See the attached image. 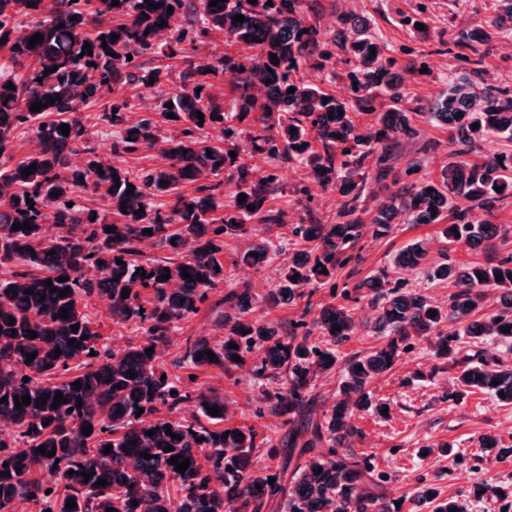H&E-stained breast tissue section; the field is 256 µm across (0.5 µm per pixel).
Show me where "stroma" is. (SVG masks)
Segmentation results:
<instances>
[{"label": "stroma", "mask_w": 512, "mask_h": 512, "mask_svg": "<svg viewBox=\"0 0 512 512\" xmlns=\"http://www.w3.org/2000/svg\"><path fill=\"white\" fill-rule=\"evenodd\" d=\"M428 6L429 23L436 32L455 31L489 15L494 0H312L308 12L311 21L320 27L335 26L343 12L368 17L383 38L396 48L399 65L407 57L400 49L414 43L411 31L402 22L413 15L419 2ZM423 73H406L411 96L422 98L444 88L455 75L451 55L435 52L424 58ZM416 138L402 140L396 152L394 166L405 170L418 163L427 172H438L448 161V135L426 118H418ZM442 227L438 224H400L384 239H362L357 245L361 256L337 273V283L356 284L386 267L392 256L409 243L426 239L431 243L430 260H438L442 248ZM242 246L241 239L229 240L224 249V263L230 266L233 280L240 287L262 296L278 280L279 255H271L259 267L244 268L236 262ZM224 291L216 289L209 295L200 312L185 323L183 331L172 337L163 349L159 362L171 368L174 357L187 341L214 336V315L223 311ZM453 370L436 359L428 341L414 339L412 347L401 353L390 375L380 378L373 387L376 398L389 403L388 416L367 412L360 414L356 424L361 431L354 441L357 453L372 456L379 470L390 476L384 489L385 500L409 498L421 481L434 483L443 494L457 495L466 512H498L495 500L471 497L476 484L512 485V462L496 463L494 454H480L478 438L483 434L500 436L503 442L512 441V406L499 403L482 393L471 394L462 401L447 399ZM197 382L223 393L232 411L234 423H250L260 407L258 385L247 369L238 368L225 374L217 370L199 373ZM450 443L452 457L440 453L426 456L419 450L426 445Z\"/></svg>", "instance_id": "obj_1"}]
</instances>
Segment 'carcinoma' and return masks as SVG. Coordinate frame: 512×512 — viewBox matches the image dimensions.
Wrapping results in <instances>:
<instances>
[{"label": "carcinoma", "instance_id": "obj_1", "mask_svg": "<svg viewBox=\"0 0 512 512\" xmlns=\"http://www.w3.org/2000/svg\"><path fill=\"white\" fill-rule=\"evenodd\" d=\"M118 2L0 0V39L6 38L0 49L8 60L0 66V398H6L0 403V512H12L17 499L36 512H224L227 501L237 504L235 512H259L263 498L276 495L281 512H403L378 493L389 475L368 457L354 459L352 445L360 435L356 416L380 415L388 406L372 395V384L394 369L413 338L428 340L434 356L456 369L449 397L480 392L512 406V364L483 350L461 354V345L488 338L512 345L508 234L476 218L494 215L512 199V90L481 83L495 42L512 32V0H495L494 14L440 41L452 44L466 70L434 98L415 101L395 70L392 49L364 16L344 13L327 30L306 20L304 0ZM237 15L245 21L234 22ZM177 16L186 25L173 26ZM418 23L425 30L415 29ZM403 24L418 38L408 65L422 68V46L443 34H433L423 5ZM37 33L44 38L32 48L29 39ZM113 34L119 39L111 40ZM214 37L223 39L224 52L209 61L186 56L181 84L162 93L152 111L130 115L132 104L119 91L155 90L167 78L163 67L142 58L175 57ZM30 58L39 68L20 73ZM53 66L57 70L47 72ZM310 68L321 77L304 78ZM336 78L347 80L348 98L324 87ZM107 93L112 105L99 120L116 132L110 157L86 147L78 113L81 103ZM51 95L60 99L51 104ZM37 101L47 107L33 112ZM418 116L448 132V164L413 180L420 167L411 165L409 180L386 195L381 187L394 173L396 148L416 134ZM64 124L70 126L67 137L59 130ZM22 127L36 147L16 162L15 131ZM207 128L222 129L224 147L206 139ZM490 138L502 148L480 155ZM80 147L94 158L74 169L69 155ZM138 150L158 152L164 164L134 174L114 161ZM255 158L268 165L256 168ZM284 161L304 171L293 193L306 217L289 224L294 247L279 280L264 297L230 287L224 293L229 309L215 316L223 335L195 340L174 360L187 384L162 378L158 354L172 332L227 282L226 239L246 233L248 224H288L287 212L276 206L285 193L277 167ZM33 164L35 173L22 174ZM182 184L193 189L182 192ZM226 185L232 187L227 206L218 197ZM78 187L103 197L108 217L81 205ZM327 190L340 200L329 224L312 209L317 193ZM48 212L51 228L43 223ZM26 221L32 230H13ZM397 224L444 225L440 260L426 265L429 245L420 239L396 252L390 268L337 291V271L354 259L347 250L366 235L389 236ZM460 244L493 256L459 262L453 252ZM145 247L163 256L145 259ZM266 255L265 242L253 241L239 262L258 265ZM184 270L191 279L183 278ZM397 270H418L429 283L448 288V303L408 287L393 276ZM166 273L170 277L161 279ZM66 288L69 293L59 296ZM319 288L330 289V300L307 322ZM96 296L107 300L112 323L135 327L137 341L109 348L101 325L85 311L86 299ZM297 299L306 300L303 315L286 328L254 316L261 303L276 308ZM362 299L374 312L373 332L386 343L348 357L334 404L316 420L314 380L336 369V347L355 327L352 303ZM64 308L66 319L59 316ZM315 333L321 341L311 340ZM33 352L36 358L26 363ZM235 355L241 361H233ZM252 357L255 378L271 383L262 401L288 425L281 447L296 464L286 487L252 462L253 451L269 440L259 438L253 425L229 422L224 396L215 390L189 387L200 371L231 372ZM76 381L79 390L72 386ZM58 392L66 402L55 409ZM26 395L31 403L16 408V399ZM213 407L219 415L209 414ZM478 447L512 460V445L496 435L480 436ZM176 456L189 460L183 473L170 463ZM100 478L106 486H95ZM475 495L494 497L499 512H512V485L479 486ZM70 499L77 507L66 508ZM410 501L431 512H464L459 499L440 496L431 483L417 487Z\"/></svg>", "mask_w": 512, "mask_h": 512}]
</instances>
